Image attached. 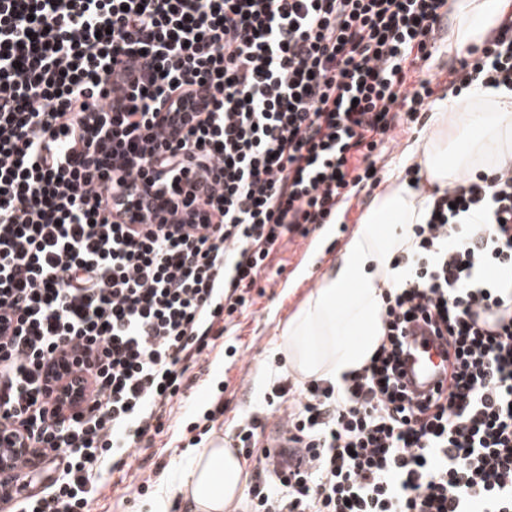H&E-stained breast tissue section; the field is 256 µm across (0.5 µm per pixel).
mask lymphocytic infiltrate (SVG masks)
I'll return each instance as SVG.
<instances>
[{
	"instance_id": "1",
	"label": "lymphocytic infiltrate",
	"mask_w": 512,
	"mask_h": 512,
	"mask_svg": "<svg viewBox=\"0 0 512 512\" xmlns=\"http://www.w3.org/2000/svg\"><path fill=\"white\" fill-rule=\"evenodd\" d=\"M447 12L0 0V430L30 442L0 467L7 512H87L282 241L380 184L374 151L434 104L411 75ZM448 76L512 90V19ZM413 234L369 362L338 383L276 377L239 426L248 512H512V168L434 189ZM417 324L451 350L447 394L406 387ZM275 417L304 468L260 446Z\"/></svg>"
}]
</instances>
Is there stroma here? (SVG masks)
<instances>
[{"instance_id": "stroma-1", "label": "stroma", "mask_w": 512, "mask_h": 512, "mask_svg": "<svg viewBox=\"0 0 512 512\" xmlns=\"http://www.w3.org/2000/svg\"><path fill=\"white\" fill-rule=\"evenodd\" d=\"M427 123V113H419L415 123L397 131L394 141L378 147L382 178L402 168L406 148L424 136ZM371 202L370 194L360 192L349 202L344 222L322 225L308 238L282 243L259 274L260 294L246 310L235 313L207 360L194 367L192 388L175 403L150 448L123 471L104 469L90 512H153L187 477L194 449L207 447L217 437L234 440L243 417L265 406L284 363L289 318L317 288ZM218 404L223 416L209 420Z\"/></svg>"}]
</instances>
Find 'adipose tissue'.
<instances>
[{
	"label": "adipose tissue",
	"instance_id": "obj_1",
	"mask_svg": "<svg viewBox=\"0 0 512 512\" xmlns=\"http://www.w3.org/2000/svg\"><path fill=\"white\" fill-rule=\"evenodd\" d=\"M448 51L459 55L481 44L512 12V0H453ZM434 135L406 149L428 186L446 187L465 176L512 164V92L472 85L447 95L432 111ZM428 198L392 177L377 193L335 262L288 320L286 363L298 380H340L371 357L379 337L382 295L403 284L396 255L413 248V227L426 223ZM247 490L235 449L223 442L195 452L189 475L175 492L191 512H226Z\"/></svg>",
	"mask_w": 512,
	"mask_h": 512
}]
</instances>
